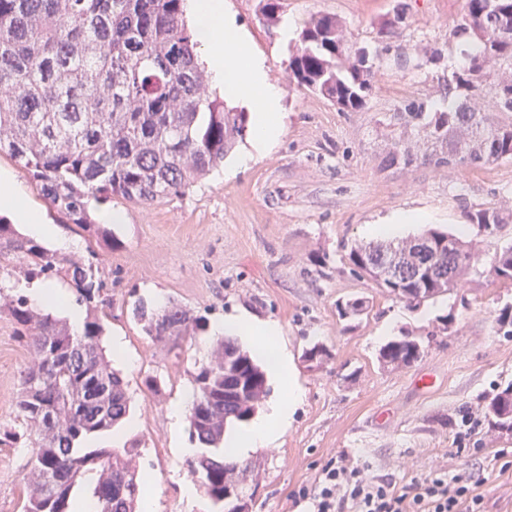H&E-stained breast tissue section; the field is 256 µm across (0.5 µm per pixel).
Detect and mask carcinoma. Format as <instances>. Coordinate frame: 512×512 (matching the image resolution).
<instances>
[{"label": "carcinoma", "mask_w": 512, "mask_h": 512, "mask_svg": "<svg viewBox=\"0 0 512 512\" xmlns=\"http://www.w3.org/2000/svg\"><path fill=\"white\" fill-rule=\"evenodd\" d=\"M269 25L279 22L280 0H261ZM483 19L484 40L468 32ZM448 40L461 59L440 100H412L394 118L402 127L381 159L386 168L417 161L437 166H485L512 159V0H465ZM288 85L318 94L342 112L362 108L372 91L374 58L356 56L335 15L316 14L288 53ZM248 113L227 109L209 90L196 44L184 20V0H0V155L25 169L42 196L72 224L99 232L89 200L120 197L149 206L181 196L224 163L243 139ZM479 230L494 234L503 209L467 213ZM455 242L448 247V240ZM474 255L461 238L428 230L397 245L350 249L352 271L416 307L462 285ZM65 270L76 301L89 310L83 332L73 334L41 314L19 288ZM387 269L395 280L379 278ZM489 274L512 285V244L494 255ZM9 288L12 293L5 294ZM104 290L99 269L66 258L22 236L0 217V312L30 351L15 407L19 429L0 431V446L34 449L30 464L54 479V494L39 482L23 512H73L79 480L96 512H137L141 478L132 464L137 448L93 447L98 435L129 414L121 375L101 347L104 326L94 314ZM340 317L358 319L369 301L337 304ZM145 335L176 343L201 328L200 320L171 306L155 313L144 302L132 308ZM424 340L408 332L389 340L379 361L409 367ZM190 435L200 445L189 463L213 512H240L224 482L254 472L224 457L226 428L249 421L261 407L255 395L270 388L262 367L234 339L225 338L195 376ZM489 427L512 433V382L487 398Z\"/></svg>", "instance_id": "carcinoma-1"}]
</instances>
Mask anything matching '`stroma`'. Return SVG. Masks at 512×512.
<instances>
[{
	"mask_svg": "<svg viewBox=\"0 0 512 512\" xmlns=\"http://www.w3.org/2000/svg\"><path fill=\"white\" fill-rule=\"evenodd\" d=\"M408 6L396 20L398 3ZM281 20L300 31L314 14L339 17L352 42L377 52L373 89L365 105L342 112L330 101L289 87L288 46L279 27L261 20L260 0H224L247 32L255 52L266 56L269 75L282 90L286 114L275 148L235 176L214 169L179 197L145 207L114 198L91 202L122 212L125 223L106 225L95 237L71 224L45 200L29 174L0 158L32 205L60 233L75 240L78 256L96 264L105 283L104 349L120 337L124 357L113 360L128 384L140 469L154 488L155 512H195L182 494L196 484L182 448L192 446L187 419L172 408L194 388L193 376L216 342L211 332L182 337L179 344L155 340L141 330L131 308L177 304L210 325L245 310L281 327L280 343L291 354V379L271 383L272 396L299 388L303 399L275 447L253 450L249 463L262 475L251 512H311L295 501L323 466L349 456L370 477L403 487L445 471L473 484L484 512H512V434L488 430L486 396L512 382V336L496 318L512 305V287L488 274L495 252L512 240V222L496 235L479 232L465 214L489 206L512 212V160L480 168H437L416 163L383 168L386 134L394 114L414 99L435 101L458 55L448 33L464 0H281ZM439 62L428 63L434 50ZM421 211L427 224L469 241L475 253L460 288L413 307L356 278L347 254L376 242L375 224L402 211ZM368 298V315L340 318L339 301ZM453 315L449 327L440 319ZM0 314V430L15 426V398L27 348ZM408 332L425 338L422 358L400 369L381 367L380 347ZM330 357L309 366L303 354L313 344ZM161 383L146 390V376ZM473 414L472 424L463 415ZM31 449L0 446V512H21L33 482Z\"/></svg>",
	"mask_w": 512,
	"mask_h": 512,
	"instance_id": "stroma-1",
	"label": "stroma"
}]
</instances>
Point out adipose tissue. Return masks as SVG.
Wrapping results in <instances>:
<instances>
[{
	"label": "adipose tissue",
	"mask_w": 512,
	"mask_h": 512,
	"mask_svg": "<svg viewBox=\"0 0 512 512\" xmlns=\"http://www.w3.org/2000/svg\"><path fill=\"white\" fill-rule=\"evenodd\" d=\"M186 8L200 40L211 48L207 66L215 86L222 91L225 101L246 105L252 113L251 149L225 167V175L230 176L254 156L269 152L277 144L282 131V93L269 77L267 58L250 51L244 30L233 15L225 12L223 0H188ZM0 210L13 214L18 223L26 225L32 234L55 238L60 250H76V243L59 238L55 227L47 224L42 213L32 208L14 186L11 176L1 172ZM213 331L218 335L250 338L258 356L274 376L293 373L292 359L286 351L273 345L281 334L276 322L239 313L215 323ZM301 402L302 392L298 389L273 401L267 412L251 425L227 436L226 458L242 461L253 449L274 445Z\"/></svg>",
	"instance_id": "adipose-tissue-1"
}]
</instances>
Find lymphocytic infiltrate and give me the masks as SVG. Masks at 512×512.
Wrapping results in <instances>:
<instances>
[{
	"mask_svg": "<svg viewBox=\"0 0 512 512\" xmlns=\"http://www.w3.org/2000/svg\"><path fill=\"white\" fill-rule=\"evenodd\" d=\"M297 496L312 500L315 512H481L482 497L456 476L435 472L396 489L364 475L347 457L329 461L312 486Z\"/></svg>",
	"mask_w": 512,
	"mask_h": 512,
	"instance_id": "1",
	"label": "lymphocytic infiltrate"
}]
</instances>
